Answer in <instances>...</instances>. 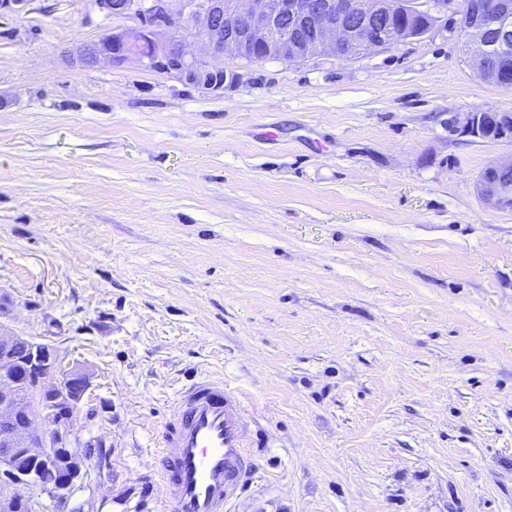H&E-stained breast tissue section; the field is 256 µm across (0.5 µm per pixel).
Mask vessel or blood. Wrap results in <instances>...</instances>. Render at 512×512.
I'll return each instance as SVG.
<instances>
[{"mask_svg": "<svg viewBox=\"0 0 512 512\" xmlns=\"http://www.w3.org/2000/svg\"><path fill=\"white\" fill-rule=\"evenodd\" d=\"M254 445L244 406L223 380L202 378L182 389L160 443L167 512H224L253 471Z\"/></svg>", "mask_w": 512, "mask_h": 512, "instance_id": "b4317fda", "label": "vessel or blood"}]
</instances>
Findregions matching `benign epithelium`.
<instances>
[{
    "mask_svg": "<svg viewBox=\"0 0 512 512\" xmlns=\"http://www.w3.org/2000/svg\"><path fill=\"white\" fill-rule=\"evenodd\" d=\"M100 13L136 17V30H114L82 46V67L136 59L205 94H218L240 74L220 64L224 55L256 63L274 58L299 62L314 55L351 60L427 34L442 15L458 20V34L471 51L481 79L509 90L512 72L495 73L492 58L512 49V0H94ZM462 132L480 140L512 141V113H466ZM512 159L486 167L480 196L512 210V185L496 174ZM91 386L82 368H64L56 348L19 336L0 322V512L29 503L16 486L38 484L65 503L81 474L72 450L71 421ZM51 460V477L21 471L15 458Z\"/></svg>",
    "mask_w": 512,
    "mask_h": 512,
    "instance_id": "benign-epithelium-1",
    "label": "benign epithelium"
}]
</instances>
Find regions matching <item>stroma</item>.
Listing matches in <instances>:
<instances>
[{
	"mask_svg": "<svg viewBox=\"0 0 512 512\" xmlns=\"http://www.w3.org/2000/svg\"><path fill=\"white\" fill-rule=\"evenodd\" d=\"M133 18L0 12V295L91 387L68 503L164 512L158 440L223 378L257 436L227 512H512V157L449 126L512 112L453 17L352 60L247 64L203 94L66 49ZM512 157L510 160L495 162L486 167L477 181V190L480 196L490 205L499 209L512 210ZM500 179L510 185L503 184L496 179V174L501 173Z\"/></svg>",
	"mask_w": 512,
	"mask_h": 512,
	"instance_id": "obj_1",
	"label": "stroma"
}]
</instances>
